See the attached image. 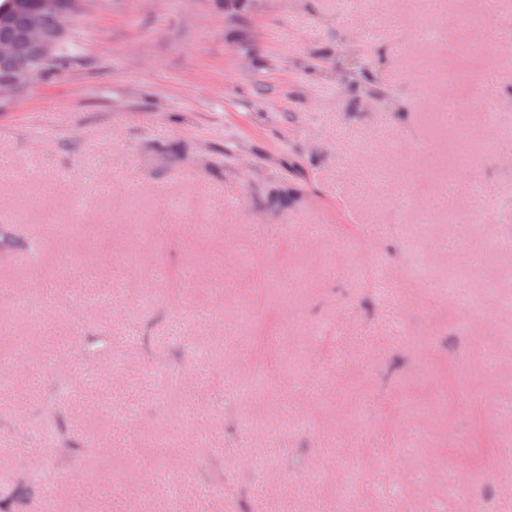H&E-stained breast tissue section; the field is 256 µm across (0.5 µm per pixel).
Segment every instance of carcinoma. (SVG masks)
<instances>
[{
    "label": "carcinoma",
    "mask_w": 512,
    "mask_h": 512,
    "mask_svg": "<svg viewBox=\"0 0 512 512\" xmlns=\"http://www.w3.org/2000/svg\"><path fill=\"white\" fill-rule=\"evenodd\" d=\"M80 8V0H0V43L16 48L0 57V80L23 86L47 71L64 67L66 32ZM110 338L100 330L84 336L80 353L91 357L105 349Z\"/></svg>",
    "instance_id": "cac0c4a2"
}]
</instances>
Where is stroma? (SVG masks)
Instances as JSON below:
<instances>
[{
  "instance_id": "stroma-1",
  "label": "stroma",
  "mask_w": 512,
  "mask_h": 512,
  "mask_svg": "<svg viewBox=\"0 0 512 512\" xmlns=\"http://www.w3.org/2000/svg\"><path fill=\"white\" fill-rule=\"evenodd\" d=\"M507 41L512 0H86L70 66L0 99V233L42 238L0 250L17 512H420L431 471L441 512H512L473 495L512 445ZM96 326L81 458L43 468L31 415Z\"/></svg>"
}]
</instances>
